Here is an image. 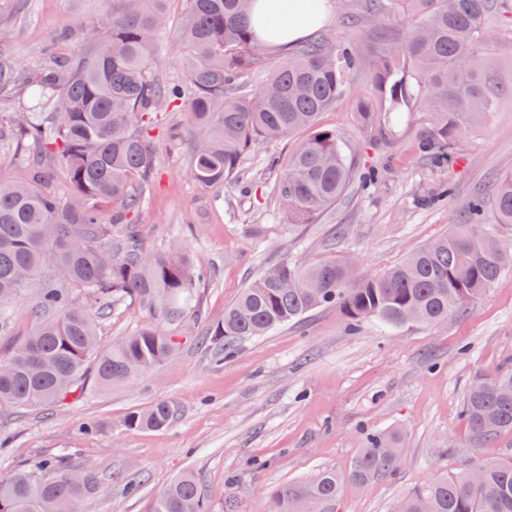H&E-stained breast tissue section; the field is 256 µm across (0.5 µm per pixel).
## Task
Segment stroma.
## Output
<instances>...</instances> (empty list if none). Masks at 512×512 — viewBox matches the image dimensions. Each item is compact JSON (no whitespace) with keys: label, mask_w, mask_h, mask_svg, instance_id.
Returning <instances> with one entry per match:
<instances>
[{"label":"stroma","mask_w":512,"mask_h":512,"mask_svg":"<svg viewBox=\"0 0 512 512\" xmlns=\"http://www.w3.org/2000/svg\"><path fill=\"white\" fill-rule=\"evenodd\" d=\"M185 0H171L165 30L151 56L160 80L186 79L187 58L176 41ZM112 0H0V65L31 67L47 47L74 57L88 52L100 34L97 19ZM73 40L55 42L63 27ZM482 53L495 80L512 85V19L500 17ZM370 93L365 75L353 79L347 97L319 120L358 145L357 159L385 171L369 194L349 190L314 224L292 225L272 192L276 173L269 152L287 156L292 144L260 145L245 155L238 182L207 188L189 174L193 140L168 131L184 124L182 112L164 109L149 140L158 174L147 186L136 216L144 247L182 245L212 277L199 290L200 313L171 327L178 353L135 384L48 406H0V475L45 456L61 455L92 467L99 492L80 512H152L175 476L190 472L207 495L209 512H224L225 499L239 512H263L273 491L333 469L343 480L327 512H390L399 498L438 475L473 469L481 457H512V431L475 446L463 402L477 375L512 362V268L487 297L447 323L396 331L375 323L351 333L337 307L320 308L268 335L243 343L238 353L214 362L202 338L207 324L260 272L284 259L354 261L374 275L410 251L460 223L473 195L491 196L493 183L512 172V93L501 97L483 124L454 146L445 168L431 167L402 130L393 150L369 143L357 124V104ZM453 193L431 207L420 197L439 181ZM150 320L138 306L120 304L99 321V338L132 333ZM172 402L175 415L160 430L127 426L132 411ZM96 421V433L80 425ZM397 431L403 458L395 472L364 484L346 481L370 434Z\"/></svg>","instance_id":"obj_1"}]
</instances>
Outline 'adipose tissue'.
<instances>
[{
	"label": "adipose tissue",
	"instance_id": "ef3b65f1",
	"mask_svg": "<svg viewBox=\"0 0 512 512\" xmlns=\"http://www.w3.org/2000/svg\"><path fill=\"white\" fill-rule=\"evenodd\" d=\"M326 0H259L256 31L269 45L287 48L326 20Z\"/></svg>",
	"mask_w": 512,
	"mask_h": 512
}]
</instances>
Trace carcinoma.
I'll return each mask as SVG.
<instances>
[{
	"label": "carcinoma",
	"mask_w": 512,
	"mask_h": 512,
	"mask_svg": "<svg viewBox=\"0 0 512 512\" xmlns=\"http://www.w3.org/2000/svg\"><path fill=\"white\" fill-rule=\"evenodd\" d=\"M170 0H112L92 51L65 62L48 50L34 68L0 66V92L28 91L0 124L28 158L17 183H0V311L32 291L30 329L0 354V406L26 408L84 394L86 368L101 388L131 385L171 359L181 342L164 327L198 311L207 270L175 245L148 255L134 217L142 190L157 171L147 137L160 108L184 112L195 140L190 174L199 183L232 182L243 156L258 144L299 133L288 156L269 154L274 194L290 224H311L355 183L376 189L383 171L361 165L334 130L318 127L365 74L371 94L360 101L359 130L386 146L397 129L414 124L417 154L445 167L449 149L480 127L503 89L484 57L486 18L505 0H350L339 13L362 40L326 35L305 45L240 94L263 62L268 45L251 26L254 0H186L178 41L188 56L183 84L152 75L150 58L164 30ZM53 106L45 118V105ZM64 172L69 195L51 188ZM107 203L106 210L100 204ZM512 224V172L496 179L492 197L471 200L464 222L413 250L377 275H360L350 261H281L242 289L208 331L220 361L242 341L324 307L341 308L348 329L367 321L387 327L435 326L482 300L512 266V246L487 232L486 208ZM81 288L83 300L72 290ZM119 304L147 309L155 321L104 350L97 318ZM464 415L475 441L512 430V368L480 376L466 395ZM174 406L158 402L126 418L131 428L166 427ZM401 458L395 433L373 435L349 472L364 482L392 472ZM339 478L323 470L278 488L265 512H314L335 501ZM100 489L96 472L62 458L37 459L0 477V512H78ZM153 512H208L196 476L186 472L156 499ZM392 512H512V459L483 461L460 476L431 479L401 498Z\"/></svg>",
	"instance_id": "carcinoma-1"
}]
</instances>
